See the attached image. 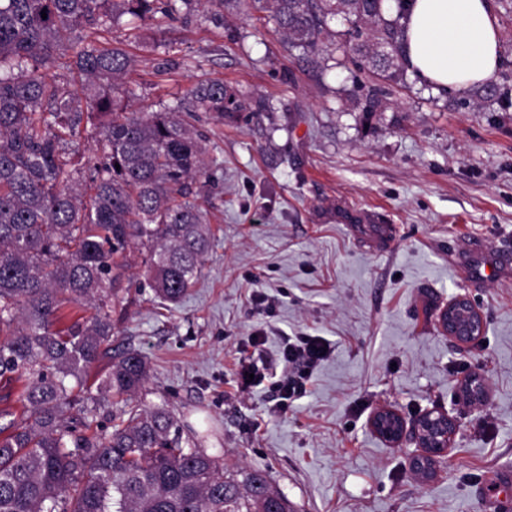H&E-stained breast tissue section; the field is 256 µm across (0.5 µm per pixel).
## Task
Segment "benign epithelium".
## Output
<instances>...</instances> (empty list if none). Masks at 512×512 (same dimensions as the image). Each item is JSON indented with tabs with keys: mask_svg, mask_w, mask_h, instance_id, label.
I'll list each match as a JSON object with an SVG mask.
<instances>
[{
	"mask_svg": "<svg viewBox=\"0 0 512 512\" xmlns=\"http://www.w3.org/2000/svg\"><path fill=\"white\" fill-rule=\"evenodd\" d=\"M439 326L458 343L467 345L481 335L483 319L466 296L458 295L443 309ZM464 392L474 401L484 400L486 393L481 376L471 375L464 384ZM370 426L378 436L395 447L407 441L415 443L428 459L446 456L458 432V422L453 415L435 410L408 423L396 410L383 408L372 415Z\"/></svg>",
	"mask_w": 512,
	"mask_h": 512,
	"instance_id": "1",
	"label": "benign epithelium"
}]
</instances>
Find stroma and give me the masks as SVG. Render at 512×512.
Listing matches in <instances>:
<instances>
[{"instance_id":"1","label":"stroma","mask_w":512,"mask_h":512,"mask_svg":"<svg viewBox=\"0 0 512 512\" xmlns=\"http://www.w3.org/2000/svg\"><path fill=\"white\" fill-rule=\"evenodd\" d=\"M501 65L486 92L443 91L414 73L377 84L347 48L293 49L269 13L239 7L157 15L113 28L139 65L135 106L222 80L243 109L198 113L201 196L213 240L179 303L155 298L144 248L125 252L108 302L112 347L150 366L145 404L171 408L183 436L228 469H261L296 512H483L473 487L512 467V274L471 284L449 263L476 237L512 246V0H493ZM380 105L362 112L369 87ZM264 111H257V103ZM384 213L390 246L336 220L337 204ZM466 295L484 322L460 346L438 316ZM263 332L273 372L283 336L327 339L330 358L305 397L272 415L270 383L238 389L240 361ZM486 379L480 406L464 397ZM406 420H458L446 457L416 475L414 445L371 429L381 408Z\"/></svg>"}]
</instances>
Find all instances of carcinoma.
I'll use <instances>...</instances> for the list:
<instances>
[{
  "label": "carcinoma",
  "instance_id": "obj_1",
  "mask_svg": "<svg viewBox=\"0 0 512 512\" xmlns=\"http://www.w3.org/2000/svg\"><path fill=\"white\" fill-rule=\"evenodd\" d=\"M204 0H0V382L23 381L14 417L0 409V512H294L261 470L183 446L166 405L136 399L147 358L112 351L100 296L115 290L116 257L150 244L147 285L177 303L211 247L192 182L205 147L179 118L241 108L224 81L203 79L157 111L123 104L118 81L137 59L99 40L124 15L191 12ZM288 44L325 51L345 38L378 80L399 82L414 0H249ZM47 18H42V14ZM342 17L349 28L331 30ZM52 69L79 90L48 78ZM98 120L101 155L84 160L82 124ZM95 308L58 327L66 308ZM109 359L88 383V371ZM111 425L97 423L100 413Z\"/></svg>",
  "mask_w": 512,
  "mask_h": 512
}]
</instances>
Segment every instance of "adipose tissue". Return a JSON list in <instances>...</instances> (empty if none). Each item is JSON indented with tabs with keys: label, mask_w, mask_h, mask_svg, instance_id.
<instances>
[{
	"label": "adipose tissue",
	"mask_w": 512,
	"mask_h": 512,
	"mask_svg": "<svg viewBox=\"0 0 512 512\" xmlns=\"http://www.w3.org/2000/svg\"><path fill=\"white\" fill-rule=\"evenodd\" d=\"M406 55L416 75L444 90L491 80L500 65L492 0H415Z\"/></svg>",
	"instance_id": "obj_1"
}]
</instances>
